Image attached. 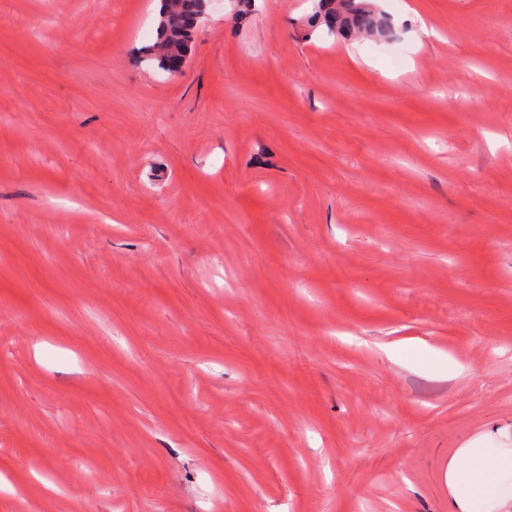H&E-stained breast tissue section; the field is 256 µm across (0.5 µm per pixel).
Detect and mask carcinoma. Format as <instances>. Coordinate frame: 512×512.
Returning <instances> with one entry per match:
<instances>
[{
  "label": "carcinoma",
  "instance_id": "obj_1",
  "mask_svg": "<svg viewBox=\"0 0 512 512\" xmlns=\"http://www.w3.org/2000/svg\"><path fill=\"white\" fill-rule=\"evenodd\" d=\"M203 4L205 0H160L157 37L145 47V56L168 72L171 56L191 55ZM312 23L342 38L355 34L380 38L390 32L386 17L373 0H315Z\"/></svg>",
  "mask_w": 512,
  "mask_h": 512
}]
</instances>
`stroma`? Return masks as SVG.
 <instances>
[{
	"instance_id": "obj_1",
	"label": "stroma",
	"mask_w": 512,
	"mask_h": 512,
	"mask_svg": "<svg viewBox=\"0 0 512 512\" xmlns=\"http://www.w3.org/2000/svg\"><path fill=\"white\" fill-rule=\"evenodd\" d=\"M376 3L172 75L156 0H7L0 512H449L512 448V0ZM312 23L330 35L380 38L390 32L386 17L371 0H315Z\"/></svg>"
}]
</instances>
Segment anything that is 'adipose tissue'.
Masks as SVG:
<instances>
[{
    "instance_id": "obj_1",
    "label": "adipose tissue",
    "mask_w": 512,
    "mask_h": 512,
    "mask_svg": "<svg viewBox=\"0 0 512 512\" xmlns=\"http://www.w3.org/2000/svg\"><path fill=\"white\" fill-rule=\"evenodd\" d=\"M463 465L449 464L448 486L457 512H512V448L459 449Z\"/></svg>"
}]
</instances>
